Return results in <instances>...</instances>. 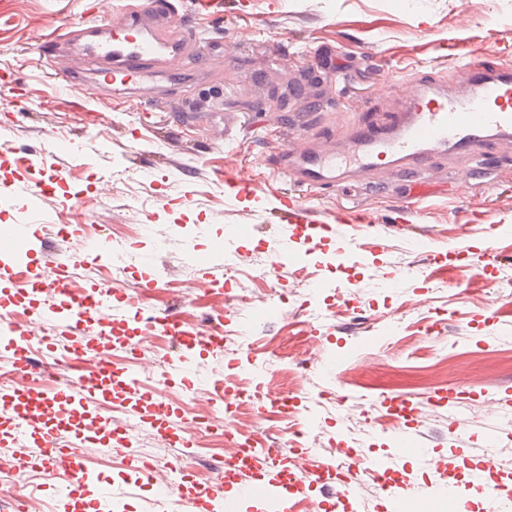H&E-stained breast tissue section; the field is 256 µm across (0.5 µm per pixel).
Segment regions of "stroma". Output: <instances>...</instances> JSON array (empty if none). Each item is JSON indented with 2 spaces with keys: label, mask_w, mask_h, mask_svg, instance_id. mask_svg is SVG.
<instances>
[{
  "label": "stroma",
  "mask_w": 512,
  "mask_h": 512,
  "mask_svg": "<svg viewBox=\"0 0 512 512\" xmlns=\"http://www.w3.org/2000/svg\"><path fill=\"white\" fill-rule=\"evenodd\" d=\"M245 13L191 17L187 27L223 39L224 56L212 66L219 80L199 86L178 105L128 100L111 109L80 87L63 88L33 47V33L81 19L92 0H0V71L15 83L0 85V222L35 225L39 240L23 278L0 262V301L11 313L57 305L36 293V278H55L45 257L54 252L91 260L103 242L127 252L119 265L92 273L70 268L90 283H111L136 296L135 306L113 304L112 346L136 325L137 313L177 312L186 331L223 316L227 343L195 347L191 373L176 364L179 345L159 332L142 360L122 372L136 389L99 402L104 428L78 452L106 489L101 512H165L160 482L199 496L217 475L221 451L184 444L142 421L138 393L165 402L170 419L188 415L186 390L216 424L258 430L273 457H308L312 467L334 460L331 483L350 481L356 495L339 503L322 485L301 486L299 512H394L389 498L364 471L365 463L400 454L384 476L409 483L410 504L422 512H448L435 496L438 484L463 490L461 512H487V488L512 496V236L497 245L499 259L484 256L491 224L512 225V164H467L428 188L404 178L364 189L344 183L323 191L298 186L275 173L285 148L306 147L316 134L359 113H383L393 97L416 91L427 75L457 76L465 60L512 62V0H249ZM216 117L193 127L179 123L195 98ZM15 155L52 159L54 192L31 199V178L6 166ZM245 170L259 177L260 200L230 199L219 172ZM315 206L322 216L339 208L374 213L378 222L347 240L312 247L271 223L269 211L284 198ZM369 239L372 252L358 251ZM225 252L246 254L245 264L211 280L201 260L216 240ZM425 240L442 252L439 262L416 246ZM249 281L251 300L231 305L238 280ZM288 306V318H265L269 307ZM29 348L34 370L28 385L50 396L67 378L94 369L96 336L34 328ZM79 362L57 368L73 344ZM262 385L270 395L295 394L288 417L261 416L247 405L230 412L212 392ZM345 395V404L324 392ZM453 395V404L436 403ZM403 399L387 420L365 421L361 408ZM498 440L487 448L485 434ZM28 437L0 430V512L15 496L30 512H74L61 498V480L14 481L24 463H36ZM165 456L151 483H138L131 458ZM495 458L485 487L472 484L475 464Z\"/></svg>",
  "instance_id": "obj_1"
}]
</instances>
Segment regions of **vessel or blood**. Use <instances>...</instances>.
Wrapping results in <instances>:
<instances>
[{
  "instance_id": "vessel-or-blood-1",
  "label": "vessel or blood",
  "mask_w": 512,
  "mask_h": 512,
  "mask_svg": "<svg viewBox=\"0 0 512 512\" xmlns=\"http://www.w3.org/2000/svg\"><path fill=\"white\" fill-rule=\"evenodd\" d=\"M122 11L125 22L118 27L110 26L96 5L78 22L37 32L35 41L53 76L78 77V70L62 64L70 47L77 44L93 76L87 87L91 95L109 94L112 85L120 84L137 96L160 102L177 93L180 84L207 81L209 72L202 60L219 52L221 44L180 28L174 21L175 0H126ZM510 147L512 64L505 62L491 69L469 68L449 86L421 79L416 92L384 120L349 123L339 141L328 147L283 150L277 166L291 180L310 188L357 184L386 172L424 182L435 159L478 163ZM223 182L236 198H252L258 191L254 176L243 171L225 173ZM272 217L312 242L343 238L353 224H373L372 217L360 211L336 212L328 223L319 220L313 206L293 198L284 200ZM31 237L30 225H0L1 240L22 246ZM45 286L60 296L63 306L39 311L40 323L58 325L76 336L103 335L100 319L112 307L111 286L71 288L60 277L46 281ZM0 337L14 350L13 375H24L28 367L25 331L1 319ZM111 379V370L103 366L93 377L67 384L62 412L74 421L70 444L61 443L52 427L40 436L41 466L49 472H63L69 494H84L97 481L70 445L85 440L86 426L80 418L91 403L107 397ZM0 412L10 416L21 435L42 423L45 416L40 407L27 401L19 383L0 390ZM262 464L256 452L247 466L217 478L206 492L208 512H236L239 504L253 501L262 503L267 512H288L291 491L272 479L262 483L249 479V472Z\"/></svg>"
}]
</instances>
